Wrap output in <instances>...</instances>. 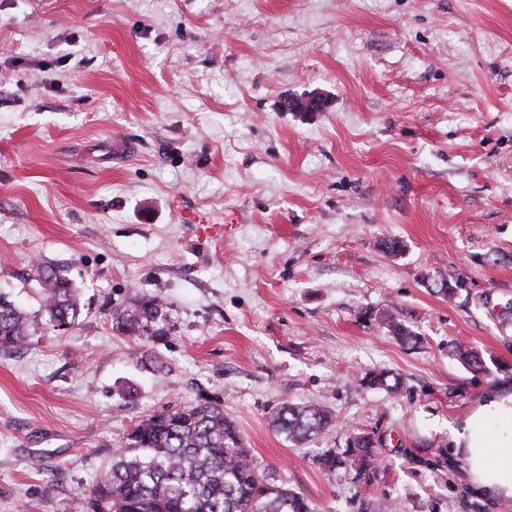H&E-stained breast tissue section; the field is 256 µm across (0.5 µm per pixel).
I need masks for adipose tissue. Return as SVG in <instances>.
Segmentation results:
<instances>
[{
	"label": "adipose tissue",
	"instance_id": "adipose-tissue-1",
	"mask_svg": "<svg viewBox=\"0 0 512 512\" xmlns=\"http://www.w3.org/2000/svg\"><path fill=\"white\" fill-rule=\"evenodd\" d=\"M448 441L477 489L512 500V391H486L483 402L462 421L449 424Z\"/></svg>",
	"mask_w": 512,
	"mask_h": 512
}]
</instances>
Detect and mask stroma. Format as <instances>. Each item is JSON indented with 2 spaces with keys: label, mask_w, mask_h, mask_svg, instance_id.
<instances>
[{
  "label": "stroma",
  "mask_w": 512,
  "mask_h": 512,
  "mask_svg": "<svg viewBox=\"0 0 512 512\" xmlns=\"http://www.w3.org/2000/svg\"><path fill=\"white\" fill-rule=\"evenodd\" d=\"M38 262L83 308L0 353V512H65L134 423L207 401L314 512H512L438 462L512 390V0H0V292L32 315ZM137 292L166 338L113 330ZM379 369L402 395L359 386ZM307 400L337 423L297 447L270 421ZM348 426L371 483L312 463Z\"/></svg>",
  "instance_id": "1"
}]
</instances>
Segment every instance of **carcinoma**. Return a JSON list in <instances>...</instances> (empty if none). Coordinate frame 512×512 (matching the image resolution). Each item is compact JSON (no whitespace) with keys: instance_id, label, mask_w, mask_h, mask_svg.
I'll return each mask as SVG.
<instances>
[{"instance_id":"obj_1","label":"carcinoma","mask_w":512,"mask_h":512,"mask_svg":"<svg viewBox=\"0 0 512 512\" xmlns=\"http://www.w3.org/2000/svg\"><path fill=\"white\" fill-rule=\"evenodd\" d=\"M41 288L39 316L60 328L76 323L81 301L78 289L61 271L46 265L32 267ZM164 303L157 294L135 295L112 311V326L135 339L162 335ZM382 322L404 343L418 336L395 316L380 313ZM37 319L0 293V348L16 349L32 341ZM455 354L477 373L486 363L473 351L453 347ZM361 386L383 387L399 393L402 382L384 370L366 373ZM336 417L319 403L287 404L271 420L272 428L288 442L313 441ZM381 440L346 428L345 447L327 448L314 457L322 472L344 473L352 481L370 480L382 463ZM68 512H312L307 499L267 474L243 445L235 423L224 409L210 404L164 410L131 427L112 457V466L90 488L76 494Z\"/></svg>"}]
</instances>
